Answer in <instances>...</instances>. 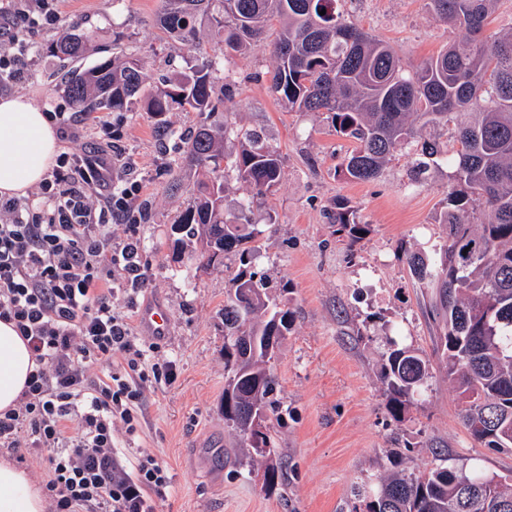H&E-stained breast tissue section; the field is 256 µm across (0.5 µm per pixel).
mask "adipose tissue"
Segmentation results:
<instances>
[{
    "label": "adipose tissue",
    "instance_id": "adipose-tissue-1",
    "mask_svg": "<svg viewBox=\"0 0 512 512\" xmlns=\"http://www.w3.org/2000/svg\"><path fill=\"white\" fill-rule=\"evenodd\" d=\"M58 150L56 129L33 98H0V195H25L43 180ZM34 366L26 342L11 324L0 320V411L15 407ZM49 507L35 477L0 462V512H48Z\"/></svg>",
    "mask_w": 512,
    "mask_h": 512
}]
</instances>
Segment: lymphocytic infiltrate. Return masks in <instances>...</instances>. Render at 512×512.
Masks as SVG:
<instances>
[{
    "instance_id": "1",
    "label": "lymphocytic infiltrate",
    "mask_w": 512,
    "mask_h": 512,
    "mask_svg": "<svg viewBox=\"0 0 512 512\" xmlns=\"http://www.w3.org/2000/svg\"><path fill=\"white\" fill-rule=\"evenodd\" d=\"M48 0L19 12L0 0V89L26 74L30 46L14 29L54 25ZM141 187L122 152L105 144L63 152L29 197L0 196V320L13 324L36 365L16 408L0 412V447L33 452L48 465L56 512H151L171 485L153 456L135 473L112 450V427L135 434L149 359L115 293L136 299L145 281L136 240L112 245V226L139 222ZM123 361L112 369L113 357Z\"/></svg>"
}]
</instances>
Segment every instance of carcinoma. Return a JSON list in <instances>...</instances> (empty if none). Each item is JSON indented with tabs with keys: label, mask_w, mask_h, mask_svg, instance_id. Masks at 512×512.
I'll return each instance as SVG.
<instances>
[{
	"label": "carcinoma",
	"mask_w": 512,
	"mask_h": 512,
	"mask_svg": "<svg viewBox=\"0 0 512 512\" xmlns=\"http://www.w3.org/2000/svg\"><path fill=\"white\" fill-rule=\"evenodd\" d=\"M338 2L162 0L157 25L189 43L205 62L175 89L150 95L148 111L164 129L173 103L187 112L212 110L217 91L231 89V82L216 77L224 62L247 53L274 24L270 89L296 112L329 113L335 132L352 140L337 170L342 178L377 179L414 139V116L427 123L460 120L443 213L448 235L435 256L407 251L405 259L413 278L428 289L444 368L462 396L464 426L481 446L512 449V34L492 42L483 37L494 0H426L431 12L467 36L407 70L386 43L346 19ZM199 20L209 25L214 45L197 37ZM112 49V58L82 67L88 35L77 24L56 44L65 68L61 83L75 111L128 112L143 90L138 60L125 56L116 40ZM230 136L238 148L227 156L223 143ZM185 158L201 178L177 224V243L204 269H217L228 257L238 262L224 298V426L248 454L264 460V483L272 487L282 466L268 426L276 377L275 352L266 337L287 336L295 316L270 297L264 274L254 266L259 231L253 211L279 184L282 157L260 133L226 121L199 125ZM230 178L246 184L252 195L226 215ZM482 210L488 221L472 224ZM335 221L337 232L352 241L368 232L347 207L338 208ZM431 378L430 360L417 350L390 349L380 379L391 416L404 417ZM255 426L264 429L259 446ZM365 509L512 512V484L476 468L452 469L437 454L424 473L382 476L365 496Z\"/></svg>",
	"instance_id": "carcinoma-1"
}]
</instances>
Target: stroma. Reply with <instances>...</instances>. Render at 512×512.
<instances>
[{"instance_id": "obj_1", "label": "stroma", "mask_w": 512, "mask_h": 512, "mask_svg": "<svg viewBox=\"0 0 512 512\" xmlns=\"http://www.w3.org/2000/svg\"><path fill=\"white\" fill-rule=\"evenodd\" d=\"M60 17L56 26L19 27L20 38L37 47L28 74L9 94L33 97L43 111L72 106L55 86L61 62L51 47L65 22L80 20L93 39L84 65L112 55L113 41L137 58L144 91L168 88L198 63L190 44L155 26L161 0H49ZM345 17L389 43L405 65L414 67L461 39V27L439 20L424 0H341ZM230 98L213 113L198 116L172 106L169 126L179 141L166 139L156 120L136 103L128 112H101L80 119L75 139L62 150L81 153L113 145L133 165L142 186L139 204L146 219L134 228L116 224L112 244L135 236L143 249L148 279L128 306L135 336L154 345L151 360L174 362V381L148 379L135 435H115V453L127 468L143 454L165 465L172 486L156 499L154 512H362L359 489L377 485L380 475L402 469L425 471L433 451L451 466L480 464L487 473L512 477V453L476 444L461 422V397L449 382L437 351L428 302L417 287L405 251L433 253L446 238L441 214L447 205L452 170L431 164L428 182L410 179L412 159L427 141L453 146L456 126L416 122V136L368 183H350L336 170L351 148L336 134L325 112H294L270 90L274 58L268 40L257 41L246 58L233 61ZM260 131L284 158L275 190L255 207L260 230L255 264L269 279L279 306L295 314L292 332L274 361L282 425L272 437L282 459L278 485L265 487L263 468L236 452V439L220 414L224 392V321L221 311L231 270L202 271L174 249V226L198 181L184 159L182 141L199 122ZM355 211L369 231L356 245L331 222L337 202ZM274 223H267L266 214ZM162 303L169 333L157 340L136 319L139 305ZM419 350L433 365L427 391L415 396L408 413L394 421L380 381L384 355L392 344Z\"/></svg>"}]
</instances>
